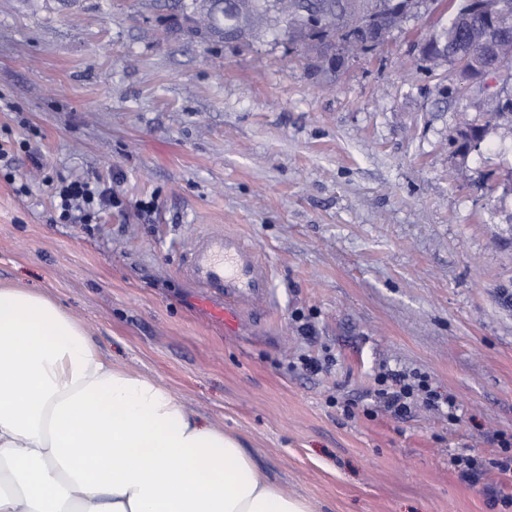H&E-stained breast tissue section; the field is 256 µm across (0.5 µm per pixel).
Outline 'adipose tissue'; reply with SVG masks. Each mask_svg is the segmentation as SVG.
Instances as JSON below:
<instances>
[{
    "label": "adipose tissue",
    "instance_id": "adipose-tissue-1",
    "mask_svg": "<svg viewBox=\"0 0 512 512\" xmlns=\"http://www.w3.org/2000/svg\"><path fill=\"white\" fill-rule=\"evenodd\" d=\"M0 512L312 509L51 297L0 286Z\"/></svg>",
    "mask_w": 512,
    "mask_h": 512
}]
</instances>
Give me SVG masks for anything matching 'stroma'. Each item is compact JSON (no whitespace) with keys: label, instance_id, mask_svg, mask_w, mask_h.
<instances>
[{"label":"stroma","instance_id":"stroma-1","mask_svg":"<svg viewBox=\"0 0 512 512\" xmlns=\"http://www.w3.org/2000/svg\"><path fill=\"white\" fill-rule=\"evenodd\" d=\"M175 2L0 0V283L49 294L314 512H512L449 463L512 441V131L457 154L461 103L418 69L427 14L319 82L287 38L173 31ZM88 176L128 209L58 220L51 185ZM151 200L148 224L132 205ZM204 224L269 260L260 324L226 330L180 275ZM384 366L456 419L367 408Z\"/></svg>","mask_w":512,"mask_h":512}]
</instances>
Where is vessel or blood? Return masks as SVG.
Segmentation results:
<instances>
[{"label":"vessel or blood","mask_w":512,"mask_h":512,"mask_svg":"<svg viewBox=\"0 0 512 512\" xmlns=\"http://www.w3.org/2000/svg\"><path fill=\"white\" fill-rule=\"evenodd\" d=\"M180 272L220 300L226 325L261 319L272 307L275 283L270 262L243 235L221 226L193 233L180 248Z\"/></svg>","instance_id":"obj_1"}]
</instances>
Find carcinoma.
<instances>
[{
  "mask_svg": "<svg viewBox=\"0 0 512 512\" xmlns=\"http://www.w3.org/2000/svg\"><path fill=\"white\" fill-rule=\"evenodd\" d=\"M294 12L283 20L275 10V0H200L192 3L201 13L203 24L184 16L189 30L204 38L219 37L249 45L270 33L288 37V48L306 60L316 80L336 76V60L367 56L383 45L393 31L421 10L438 12L427 46L420 54L422 68L431 74L454 79L462 48L471 55L482 52V44L470 39L471 33L495 34L492 19L481 0H288ZM457 153L468 154L463 137L477 131L489 132L504 123L512 125V95L496 101L491 111L470 117L468 106L456 111Z\"/></svg>",
  "mask_w": 512,
  "mask_h": 512,
  "instance_id": "obj_1",
  "label": "carcinoma"
}]
</instances>
